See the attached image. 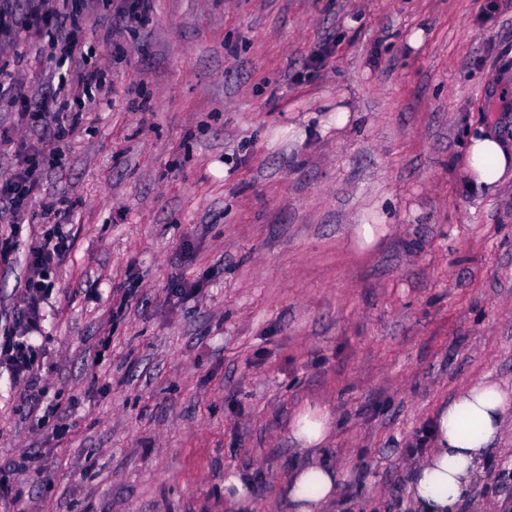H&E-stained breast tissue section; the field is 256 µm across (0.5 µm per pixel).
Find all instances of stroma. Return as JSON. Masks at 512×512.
<instances>
[{
	"mask_svg": "<svg viewBox=\"0 0 512 512\" xmlns=\"http://www.w3.org/2000/svg\"><path fill=\"white\" fill-rule=\"evenodd\" d=\"M72 3L70 71L105 82L40 164L76 208L33 380L0 366V512H233L231 470L290 512L307 406L349 474L327 512H408L434 413L512 387V179L462 161L468 133L512 142V0H153L123 24ZM41 43L0 30L28 107L58 85ZM0 128L2 182L38 133L2 100ZM55 230L41 201L18 215L0 340ZM457 512H512V416Z\"/></svg>",
	"mask_w": 512,
	"mask_h": 512,
	"instance_id": "stroma-1",
	"label": "stroma"
}]
</instances>
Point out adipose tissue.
I'll list each match as a JSON object with an SVG mask.
<instances>
[{
  "label": "adipose tissue",
  "instance_id": "1",
  "mask_svg": "<svg viewBox=\"0 0 512 512\" xmlns=\"http://www.w3.org/2000/svg\"><path fill=\"white\" fill-rule=\"evenodd\" d=\"M475 184L491 187L512 171V144L497 133L471 137L464 154ZM512 414V392L481 379L459 389L433 418L434 446L413 467L407 485L411 512H453L467 495L490 447L505 433ZM334 432L328 411L307 406L289 426L305 465L284 479L281 489L292 512H323L345 474L321 461L319 454Z\"/></svg>",
  "mask_w": 512,
  "mask_h": 512
}]
</instances>
